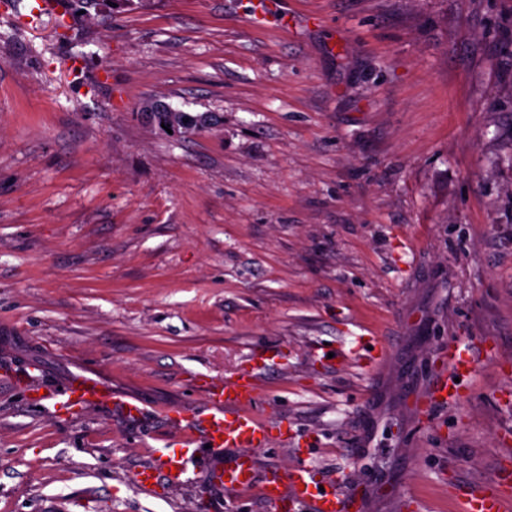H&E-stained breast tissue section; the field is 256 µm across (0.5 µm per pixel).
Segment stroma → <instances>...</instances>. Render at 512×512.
<instances>
[{
    "mask_svg": "<svg viewBox=\"0 0 512 512\" xmlns=\"http://www.w3.org/2000/svg\"><path fill=\"white\" fill-rule=\"evenodd\" d=\"M0 12V364L93 370L147 406L57 418L0 383V512H277L135 473L164 407L275 353L265 466L355 512H460L512 468V0H29ZM71 20L59 26V13ZM157 100L218 122L185 137ZM376 337L383 370L316 361ZM489 345L421 419L441 353ZM285 16L280 11L278 1L262 0L255 5L250 20L254 26L265 27L278 23Z\"/></svg>",
    "mask_w": 512,
    "mask_h": 512,
    "instance_id": "obj_1",
    "label": "stroma"
}]
</instances>
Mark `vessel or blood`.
I'll list each match as a JSON object with an SVG mask.
<instances>
[{"mask_svg":"<svg viewBox=\"0 0 512 512\" xmlns=\"http://www.w3.org/2000/svg\"><path fill=\"white\" fill-rule=\"evenodd\" d=\"M282 18L278 0H259L250 16L252 24L258 27L278 23ZM445 356L448 367L438 373L426 394L431 408L457 400L461 380L477 368L474 347L451 346ZM0 380L58 417L71 415L78 409L106 408L135 420L146 412L143 402L114 392L108 381L85 370L63 382L48 384L37 375L35 366L22 369L10 366L0 369ZM259 382L253 369L214 378L205 384L204 401L196 412L170 410L175 430L172 444L155 449L150 463L138 471L137 483L145 488L158 476L169 486L185 485L190 481V466L201 448L208 446L215 451L231 448L235 451L233 461L215 476L226 492L245 496L257 489L274 506L307 505L313 512H346L350 495L335 483L319 482L308 465L298 463L285 471L276 467L260 468L256 452L272 447L274 437L253 411ZM511 496L512 487L499 484L467 499L463 512H504L506 500Z\"/></svg>","mask_w":512,"mask_h":512,"instance_id":"b4317fda","label":"vessel or blood"}]
</instances>
